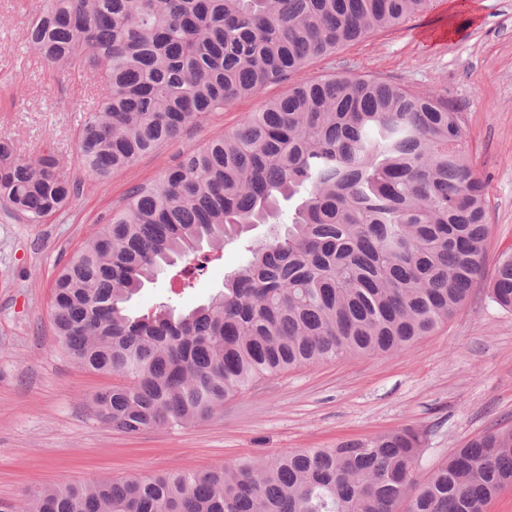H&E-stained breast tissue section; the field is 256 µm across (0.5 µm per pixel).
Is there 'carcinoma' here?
Instances as JSON below:
<instances>
[{"instance_id":"cac0c4a2","label":"carcinoma","mask_w":512,"mask_h":512,"mask_svg":"<svg viewBox=\"0 0 512 512\" xmlns=\"http://www.w3.org/2000/svg\"><path fill=\"white\" fill-rule=\"evenodd\" d=\"M430 0H43L29 49L77 64L91 106L76 157L104 188L117 172L224 106L255 95ZM80 187L54 154L0 139V203L29 224ZM486 182L464 115L433 92L347 74L295 83L230 132L188 151L76 250L53 286L57 341L85 370L119 381L95 415L130 436L212 417L259 381L340 355L411 347L484 279L512 311V253L486 271ZM241 240L245 264L189 311L126 303L186 262L184 286ZM210 249L196 264L190 257ZM425 432L405 427L207 472L104 479L33 493L21 512H486L512 485V426L478 435L426 475Z\"/></svg>"}]
</instances>
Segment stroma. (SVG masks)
Segmentation results:
<instances>
[{
  "instance_id": "stroma-1",
  "label": "stroma",
  "mask_w": 512,
  "mask_h": 512,
  "mask_svg": "<svg viewBox=\"0 0 512 512\" xmlns=\"http://www.w3.org/2000/svg\"><path fill=\"white\" fill-rule=\"evenodd\" d=\"M475 17L449 15L448 0L402 26L312 60L290 82L266 86L210 115L202 126L160 145L106 188L77 163L75 137L89 89L80 68L58 72L27 47L41 0H0V137L24 157L52 152L62 174L80 183L68 207L29 224L0 207V512H14L44 486L86 485L174 469L208 471L300 448H332L414 426L426 435L423 470L467 440L512 426V312L475 284L457 313L410 349L307 364L259 382L206 421L129 436L95 418L93 395L112 375L79 368L54 334L53 285L61 267L129 189L158 180L182 154L237 127L245 115L282 96L289 83L335 73L373 75L430 90L465 116L476 171L489 185L486 262L512 251V0H478ZM465 24L445 38L449 18ZM23 97H14L15 88ZM236 245L209 263L193 289L173 296L171 270L128 303L144 314L175 301L206 303L243 265Z\"/></svg>"
}]
</instances>
